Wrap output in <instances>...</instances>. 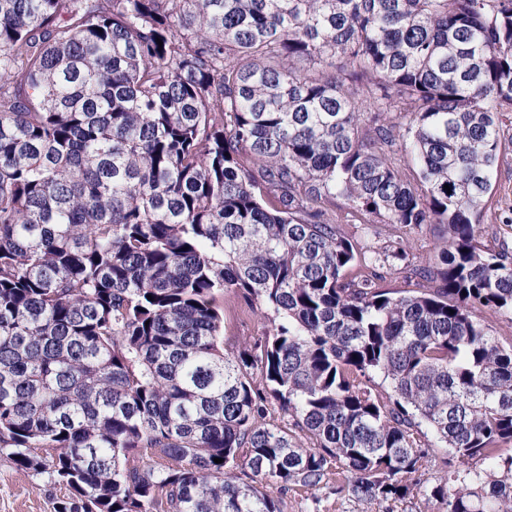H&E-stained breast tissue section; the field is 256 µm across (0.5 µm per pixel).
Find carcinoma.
Masks as SVG:
<instances>
[{"label":"carcinoma","mask_w":512,"mask_h":512,"mask_svg":"<svg viewBox=\"0 0 512 512\" xmlns=\"http://www.w3.org/2000/svg\"><path fill=\"white\" fill-rule=\"evenodd\" d=\"M511 113L512 0H0V456L55 512H281L333 466L387 512L434 453L446 512H512ZM341 218L446 235L398 267ZM226 294L268 321L235 350ZM511 121V123H510ZM506 152L508 159L491 175L492 197L483 218V241L491 247H497L499 239L505 236L511 244L512 231L510 227L502 224L501 217L504 212L512 213V115L505 121Z\"/></svg>","instance_id":"carcinoma-1"}]
</instances>
